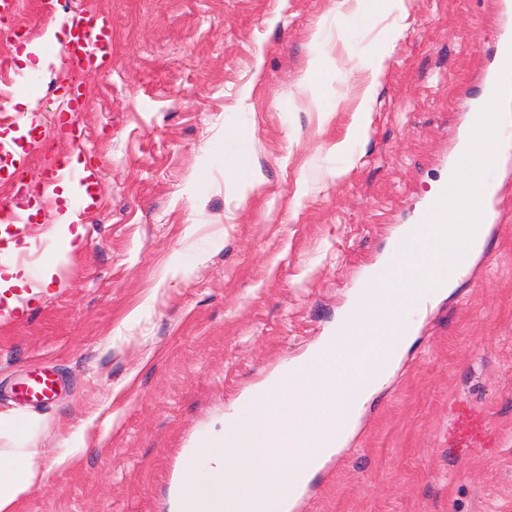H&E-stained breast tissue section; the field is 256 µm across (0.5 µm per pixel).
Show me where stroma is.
<instances>
[{"label":"stroma","mask_w":512,"mask_h":512,"mask_svg":"<svg viewBox=\"0 0 512 512\" xmlns=\"http://www.w3.org/2000/svg\"><path fill=\"white\" fill-rule=\"evenodd\" d=\"M498 2L405 0L364 23L341 21L340 0H70L112 25L78 141L58 125L65 66L41 71L31 125L16 101L19 55L50 17L38 0L0 11V149L28 162L0 182V207L27 217L0 248L55 252L43 146L98 169L55 286L0 311V412L43 417L28 445L47 457L79 430L87 446L18 512H169L183 449L330 335L425 213L512 35ZM369 84V124L337 154ZM495 180L484 251L293 512H512V144ZM36 370L57 380L45 404L22 394Z\"/></svg>","instance_id":"1"}]
</instances>
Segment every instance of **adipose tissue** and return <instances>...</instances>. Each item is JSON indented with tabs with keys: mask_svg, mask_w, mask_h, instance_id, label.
I'll return each mask as SVG.
<instances>
[{
	"mask_svg": "<svg viewBox=\"0 0 512 512\" xmlns=\"http://www.w3.org/2000/svg\"><path fill=\"white\" fill-rule=\"evenodd\" d=\"M55 277V266L51 263L43 268L36 281L11 263L0 264V298L5 301L6 311L21 310L23 300L38 297L54 286ZM84 451V435L80 432L71 437L67 456L51 461L36 449L24 447L21 443L12 448H0V512H17L21 501L42 486L56 467Z\"/></svg>",
	"mask_w": 512,
	"mask_h": 512,
	"instance_id": "obj_1",
	"label": "adipose tissue"
}]
</instances>
